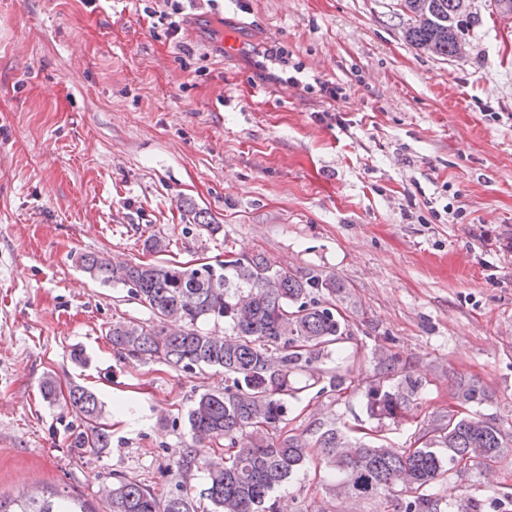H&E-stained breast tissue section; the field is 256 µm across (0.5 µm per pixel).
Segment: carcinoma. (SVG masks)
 <instances>
[{"label":"carcinoma","instance_id":"carcinoma-1","mask_svg":"<svg viewBox=\"0 0 512 512\" xmlns=\"http://www.w3.org/2000/svg\"><path fill=\"white\" fill-rule=\"evenodd\" d=\"M411 14L405 38L436 56H459L458 44L481 24L471 0H399ZM82 269L103 283H120L150 309L151 322L116 321L108 330L118 353L133 362L170 367H220L232 378L222 392H203L188 412L192 444L175 463L180 481L158 498L136 481H118L109 494V512H268L276 488L310 465L339 476L349 497L375 500L394 491V476L404 472L408 493L403 512H482L478 501L442 507L433 487L465 470L500 469L512 452V430L475 407L490 400L479 382L465 377L453 383L455 406L419 432L415 448L388 451L381 439L353 435L334 423L318 436L314 453L301 433L283 432L286 405L302 399L326 379L341 391L357 352L350 348L349 321L336 308L344 285L310 270H277L261 255L226 259L213 266L114 264L94 254L79 257ZM224 319V335L209 334L200 324ZM325 359L336 366L325 368ZM423 382L401 371L392 355H376L375 374L364 396L369 414L379 420L403 418ZM45 400L64 401L82 417L72 448H107L111 436L101 423L96 395L80 386L59 397L52 378L41 386ZM222 439L229 457L208 451ZM204 469L199 496L187 484L190 473ZM0 512H90L75 497L30 496Z\"/></svg>","mask_w":512,"mask_h":512}]
</instances>
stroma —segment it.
<instances>
[{
	"instance_id": "stroma-1",
	"label": "stroma",
	"mask_w": 512,
	"mask_h": 512,
	"mask_svg": "<svg viewBox=\"0 0 512 512\" xmlns=\"http://www.w3.org/2000/svg\"><path fill=\"white\" fill-rule=\"evenodd\" d=\"M148 6L164 4L0 0V497L45 487L109 512L121 478L165 496L189 408L228 384L214 368L120 359L112 322L153 316L83 272L87 253L192 265L259 253L339 278L359 356L351 389L289 404L309 440L338 421L410 447L452 406L455 375L479 380L482 413L512 425V17L472 0L482 23L450 61L404 39L398 0H186L174 36ZM272 45L291 82L264 75L257 51ZM152 237L164 252L145 250ZM382 350L423 380L400 422L370 417L361 394ZM47 377L96 394L109 448H70L82 422L43 400ZM337 483L307 469L271 500L401 512L404 492L355 501ZM435 491L512 512V464Z\"/></svg>"
}]
</instances>
